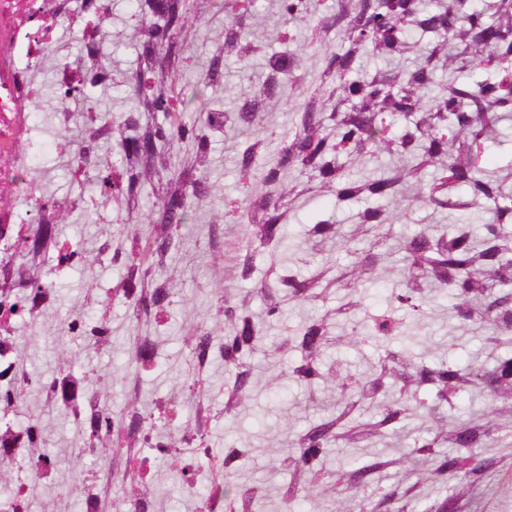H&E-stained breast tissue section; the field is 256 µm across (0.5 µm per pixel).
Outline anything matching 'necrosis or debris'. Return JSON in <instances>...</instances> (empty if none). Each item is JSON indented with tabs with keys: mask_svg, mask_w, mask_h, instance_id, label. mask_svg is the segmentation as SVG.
<instances>
[{
	"mask_svg": "<svg viewBox=\"0 0 512 512\" xmlns=\"http://www.w3.org/2000/svg\"><path fill=\"white\" fill-rule=\"evenodd\" d=\"M78 0H0V297L27 288L31 276L21 260L27 238L39 225L51 222L54 211L35 177L34 159L40 148L32 106L39 93L41 63L58 49V30L69 24L81 27L84 15ZM53 290L42 286L27 300L19 315L0 329V366L14 374L12 392L0 393V462H25L30 473L48 478L51 469L39 464L36 419L17 420V390L30 382L17 365L21 320L45 309ZM52 397L73 405L86 435L85 450L97 457L104 472L112 470V453L100 447L101 399L83 386L55 385ZM177 478L185 495L194 497L195 512H224V463L204 460L199 442L187 435L179 449Z\"/></svg>",
	"mask_w": 512,
	"mask_h": 512,
	"instance_id": "1",
	"label": "necrosis or debris"
}]
</instances>
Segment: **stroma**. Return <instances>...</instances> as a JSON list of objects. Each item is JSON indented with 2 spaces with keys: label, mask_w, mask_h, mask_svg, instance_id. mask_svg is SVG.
Returning <instances> with one entry per match:
<instances>
[{
  "label": "stroma",
  "mask_w": 512,
  "mask_h": 512,
  "mask_svg": "<svg viewBox=\"0 0 512 512\" xmlns=\"http://www.w3.org/2000/svg\"><path fill=\"white\" fill-rule=\"evenodd\" d=\"M107 19L100 38L106 47L105 62L112 76L107 87L96 88L90 98L96 113L112 116L130 111L134 101L121 83L135 67L131 14L135 0H106ZM223 15L212 17L200 26L194 37L188 82H195L208 66L222 41ZM41 95L35 106L38 135L43 145L37 154L36 174L50 196L58 202L66 219L58 226L59 241L76 246L81 259L74 267L58 268L57 256L47 252L25 256L32 277L52 280L54 298L43 313L29 321L27 337L18 344V360L27 371L31 384L23 394L27 415L40 422L44 449L55 463L50 479H31L24 465L0 468V483H28V512H82V501L74 486L84 480L99 479L96 460L79 456L84 436L74 424L70 412L60 401L47 397L46 384L72 375L85 387L100 391L104 402L115 411L130 406L148 409L155 400L174 399L183 416L194 415L185 385L193 369L186 343L201 325H209L215 335H222L224 318L218 311V298L231 270L223 253L209 245L211 235L235 246L242 235L237 224L221 223L225 194L235 193V145L238 136L227 132L212 144L210 164L205 176L212 189L209 200L200 203L196 221L183 238L180 248L168 259L164 277L179 297L165 318L163 326L140 324L133 308L117 295L123 279L120 266L113 264L115 246L131 231L143 228L148 208H128L126 203L105 201L92 173L76 176L73 156L66 143L85 138L88 114L76 100L58 92L56 69L45 63L39 74ZM358 202H340L332 193H324L290 211L288 231L302 237L308 224L322 214L332 215L343 232H350L354 215L361 210ZM449 304L441 300L428 309L422 332L428 346L438 354L452 357L465 365L484 353V330L477 325L466 328L448 316ZM80 318L94 324L106 321L111 338L95 342L73 333L70 323ZM154 336L157 346L153 370L134 373L129 359L131 337ZM254 361L258 367V386L239 418L224 420V362L213 359L206 375L207 407L211 415L208 444L214 456L224 453L225 438L238 446L252 449V457L241 477L262 482L269 493H276L287 473L276 454L282 441V429L291 425L304 427L311 420L332 411L336 392L320 388L316 395L298 383L286 380L270 391L264 386L271 370H287L290 355L261 348ZM496 471L487 486L471 491L454 486L450 494L456 512H512V447L495 450Z\"/></svg>",
  "instance_id": "35a3bbf8"
}]
</instances>
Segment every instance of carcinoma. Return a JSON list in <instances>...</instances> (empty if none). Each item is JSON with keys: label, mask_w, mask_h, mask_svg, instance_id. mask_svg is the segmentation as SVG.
Here are the masks:
<instances>
[{"label": "carcinoma", "mask_w": 512, "mask_h": 512, "mask_svg": "<svg viewBox=\"0 0 512 512\" xmlns=\"http://www.w3.org/2000/svg\"><path fill=\"white\" fill-rule=\"evenodd\" d=\"M211 0H136L134 14L135 70L128 88L134 107L116 121L92 116L112 126L119 160L92 165L90 170L112 200H152L149 224L113 250L112 262L125 269L123 288L137 290L139 320L164 318L174 304L162 278L167 258L179 246L183 231L195 221L196 204L210 195L204 178L213 138L228 129L244 132L237 142L236 175L240 194L224 196V215L243 226L234 247L231 271L237 282H258L250 294L224 283L219 311L224 335L206 329L188 339L195 362L190 394L205 400L200 378L213 352L224 359V420L235 421L251 399L256 373L251 359L268 341L279 352L296 353L288 371L268 375L267 387L282 377L298 382L314 396L327 384L336 388V408L303 429L286 426L280 463L288 483L278 499L269 500L259 482H243L240 473L251 449L224 446V512H297L306 499L334 497V512H408L426 483L448 488L452 480L479 487L494 462L475 448L512 447V158L497 171L485 166L486 143L500 138L501 124L512 121V0H279L277 26L281 39L293 43L295 25L311 15L314 37L309 46H324V66L317 87L302 71L297 49L266 52L251 31L255 0H220L224 12V43L211 58L202 80L192 90L182 85L185 51L195 29L206 19ZM89 29L80 32L82 49L97 42L94 31L102 19L92 0H84ZM341 44L328 45L331 32ZM423 46L424 61L392 75L361 66L365 57L385 60ZM242 67L255 63L262 80L226 103L207 97L206 90L224 78V58ZM451 71L442 83L437 71ZM101 64L84 72L81 89L110 81ZM303 98L296 124L278 134L263 126L264 112L288 94ZM193 112L188 123L183 113ZM405 119L399 132L397 118ZM388 155L402 163L368 172L365 158ZM430 179H425L426 174ZM417 186L415 202L454 216L450 224H424L402 244L404 256L389 268L391 297L397 308L420 318L432 293L451 301L453 318L463 325L482 323L491 363L474 359L465 368L443 358L428 360L422 339L410 322L392 311L363 312L361 289L371 282L391 255V218L386 202L407 199L409 184ZM324 189L338 200L364 201L355 239L362 248L349 264L315 263L303 274L297 266L272 262L260 270L265 250L288 255L293 239L288 212L301 198ZM492 221L476 224L479 214ZM56 223L43 224L25 246L41 254L56 241ZM312 249L340 237L328 217L305 232ZM341 295L326 308L331 293ZM262 309L253 310L255 299ZM307 302L315 314L284 336H272L288 304ZM350 329L337 333L339 325ZM372 342L380 350L366 375H357L327 358L333 346L360 348ZM156 353L150 336L133 337L132 359L151 365ZM465 389L485 395L476 417L448 423V407ZM177 404L156 403L154 410H127L114 420L105 413V435L118 434L152 416L170 420ZM427 418L434 427L412 438L397 458L360 463L331 457L334 448H376L391 433ZM180 430L164 432L155 442L159 457L172 467L168 454Z\"/></svg>", "instance_id": "1"}]
</instances>
